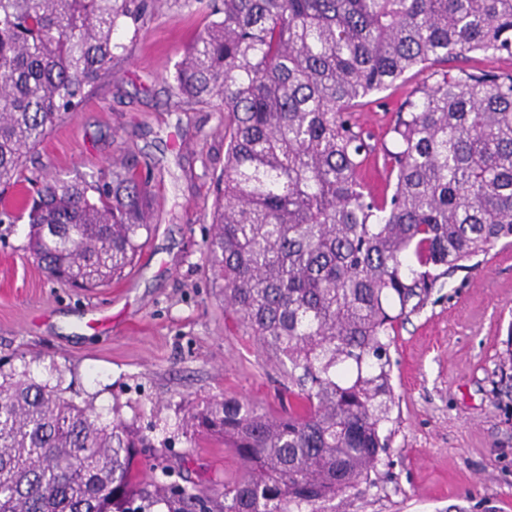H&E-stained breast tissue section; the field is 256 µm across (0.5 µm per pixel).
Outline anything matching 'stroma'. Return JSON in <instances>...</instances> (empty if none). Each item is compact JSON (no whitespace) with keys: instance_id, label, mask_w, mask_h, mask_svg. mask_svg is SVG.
<instances>
[{"instance_id":"1","label":"stroma","mask_w":512,"mask_h":512,"mask_svg":"<svg viewBox=\"0 0 512 512\" xmlns=\"http://www.w3.org/2000/svg\"><path fill=\"white\" fill-rule=\"evenodd\" d=\"M198 0H163L143 19L111 79L53 129L24 169L91 175L136 156L153 172V231L124 276L77 290L26 250L24 222L0 224V373L27 375L113 413L150 440L135 465L163 460L222 490L239 461L223 444H188L182 420L213 400L288 409L283 367L224 305L204 251L213 182L224 166L222 115L172 97L170 78L207 24ZM409 72L355 119L389 139ZM395 404L372 482L336 512H512V248L456 272L390 345Z\"/></svg>"}]
</instances>
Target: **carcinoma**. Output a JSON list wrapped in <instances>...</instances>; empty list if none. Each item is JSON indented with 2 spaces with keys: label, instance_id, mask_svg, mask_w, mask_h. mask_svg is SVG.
Segmentation results:
<instances>
[{
  "label": "carcinoma",
  "instance_id": "cac0c4a2",
  "mask_svg": "<svg viewBox=\"0 0 512 512\" xmlns=\"http://www.w3.org/2000/svg\"><path fill=\"white\" fill-rule=\"evenodd\" d=\"M208 24L172 92L224 113L206 261L224 304L287 367L288 412L237 400L184 418L241 472L212 493L156 464L147 439L32 378L0 377V512H328L369 481L394 402L391 337L441 280L512 238V72L448 60L512 56V0H197ZM159 0H0V191L25 181L27 250L47 275L95 288L152 232V175L136 161L91 179L22 178L28 156L112 75ZM391 143L353 112L405 74ZM382 152L391 195L370 190Z\"/></svg>",
  "mask_w": 512,
  "mask_h": 512
}]
</instances>
